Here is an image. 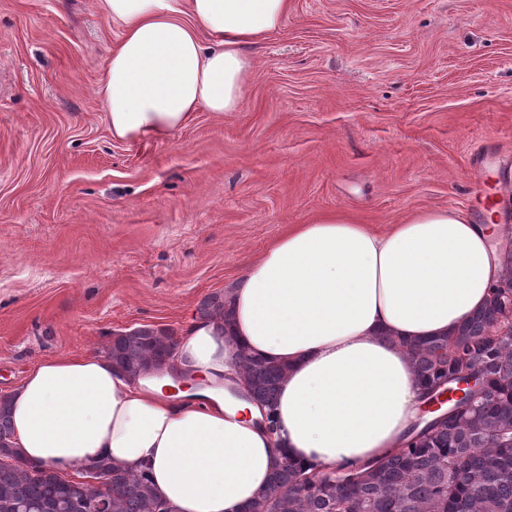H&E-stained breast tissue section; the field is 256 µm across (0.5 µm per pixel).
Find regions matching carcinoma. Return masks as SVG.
Wrapping results in <instances>:
<instances>
[{
  "label": "carcinoma",
  "mask_w": 512,
  "mask_h": 512,
  "mask_svg": "<svg viewBox=\"0 0 512 512\" xmlns=\"http://www.w3.org/2000/svg\"><path fill=\"white\" fill-rule=\"evenodd\" d=\"M512 285V251L486 306L457 331L405 343L418 380L433 389L461 367L486 378L476 407L436 424L416 439L414 425L402 446L362 466L331 476L284 455L267 490L244 512H512V312L502 305V286ZM228 317L224 294L201 303L199 319ZM175 345L166 329L144 326L112 337L105 355L138 376L164 364ZM242 367L248 398L273 400L288 367L247 353ZM7 397L0 398V512H94L96 498L80 483H67L46 468L24 464L12 445ZM106 486L109 512H170L145 476L108 460L95 461Z\"/></svg>",
  "instance_id": "1"
}]
</instances>
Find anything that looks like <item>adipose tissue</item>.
I'll list each match as a JSON object with an SVG mask.
<instances>
[{
    "instance_id": "ef3b65f1",
    "label": "adipose tissue",
    "mask_w": 512,
    "mask_h": 512,
    "mask_svg": "<svg viewBox=\"0 0 512 512\" xmlns=\"http://www.w3.org/2000/svg\"><path fill=\"white\" fill-rule=\"evenodd\" d=\"M120 27L98 94L113 137L166 139L199 109L237 111L247 47L292 0H97ZM493 213L425 210L384 232L344 212L277 238L226 295L229 322L192 323L161 373L131 378L98 353L44 360L11 394L12 443L66 476L105 458L146 472L171 512H239L282 454L359 466L400 446L423 389L403 344L442 336L501 276ZM287 364L271 411L244 388L238 347Z\"/></svg>"
}]
</instances>
